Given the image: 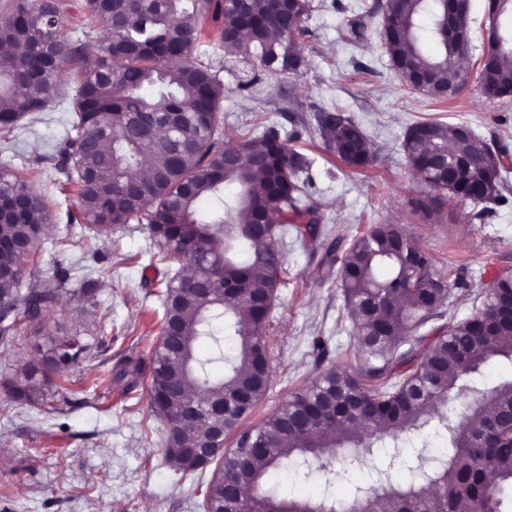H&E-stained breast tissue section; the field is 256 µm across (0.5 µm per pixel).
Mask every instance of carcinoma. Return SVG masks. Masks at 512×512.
Masks as SVG:
<instances>
[{
	"mask_svg": "<svg viewBox=\"0 0 512 512\" xmlns=\"http://www.w3.org/2000/svg\"><path fill=\"white\" fill-rule=\"evenodd\" d=\"M311 0H295L286 16L269 0H86L93 20L103 22V51L88 55L60 25L63 0L44 5L20 0L0 17V45L18 44L23 52L0 55V135L12 133L29 116L45 111L60 93L63 65L72 67L76 84L72 135L57 156L67 183L76 188L79 220L104 231L115 224L146 223L157 240L153 259L164 262L174 249L191 256L214 289L202 294L192 279L176 273L162 287L160 336H176L177 347L162 339L149 364L125 356L108 371L109 382L137 383L149 368L147 389L152 411L165 425L166 460L188 472L203 468L186 448L210 444L211 402L224 401V438L234 447L216 458L207 488L205 512H506L504 491L512 488V442L477 447L475 435L487 420L512 407V381L491 388L476 379L481 366L499 358L512 362V277H500L485 289L481 306L463 320L448 323L417 350L400 347L446 305L449 293H435L447 279L431 257L397 224H376L357 237L338 269L346 306L354 322L357 370L332 368L311 387L291 394L281 408L251 431L241 427L268 390L270 366L262 335L266 306L273 305L286 273L281 239L315 213L305 203L299 173L306 157L274 131L259 139L236 136L224 145L214 138L222 121L224 85L210 70L188 60L206 38L224 54L255 58L273 73L301 66L298 37ZM221 21L218 34L205 32L208 13ZM443 0H387L383 39L393 68L407 77L432 76L427 96L452 99L460 92V59L470 50L468 31L438 40ZM438 51H425L423 34ZM490 61L478 80L491 99L512 96V33L488 47ZM323 135L338 159L365 169L372 155L363 131L348 119L329 116ZM240 148L251 164L224 168V151ZM409 165L423 170L425 161L448 153V176L430 186L448 200L490 203L501 196L504 181L498 151L460 124L422 121L405 137ZM0 198L20 207L14 222L0 223V346L9 348L18 308L40 323L59 302L65 269L37 288L21 293L26 260L48 223V205L26 178L0 171ZM210 201L207 216L199 205ZM234 340L224 378L213 380L208 359L196 356L206 337ZM105 343L68 332L45 337L39 357L26 360L0 380V390L20 405H44L55 379L95 355ZM469 389L477 399L449 440L447 457L437 470L421 473L435 487L394 488L379 484L350 502L323 498L288 499L262 488L271 468L297 454L312 457L326 469L329 457L343 450L359 463L369 453L365 439H398L456 411L455 395ZM487 465L492 483L478 475ZM248 475L253 494L237 500L227 493L239 472Z\"/></svg>",
	"mask_w": 512,
	"mask_h": 512,
	"instance_id": "cac0c4a2",
	"label": "carcinoma"
}]
</instances>
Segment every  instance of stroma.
<instances>
[{"mask_svg":"<svg viewBox=\"0 0 512 512\" xmlns=\"http://www.w3.org/2000/svg\"><path fill=\"white\" fill-rule=\"evenodd\" d=\"M387 0H312L300 39L304 62L297 72L273 74L258 61L198 46L201 60L224 85V120L217 137L255 138L276 130L308 156L302 174L317 210L315 238L284 237L286 274L264 329L271 378L265 396L245 420L256 427L289 395L339 364L356 366L350 353L351 321L334 275L352 240L374 224H398L440 271L448 272L450 298L441 317L421 328L435 336L450 318L481 304L484 289L512 274V98L490 99L470 81L452 101L411 89L393 70L382 39ZM63 89L36 120H24L0 141V170H27L35 190L52 201L47 232L28 260L22 288L57 268L69 271L61 303L41 326L21 322L13 349L0 350V374L33 358L44 336L59 326L104 337L97 357L72 371L51 408L19 405L0 392V512H205L211 470L184 473L163 453V434L144 386L100 385L111 365L127 355L149 358L158 339L162 307L155 282L178 269L170 260L151 265L158 247L148 225L121 224L102 234L77 221L76 192L65 191L52 155L69 131L75 94L69 68ZM333 113L365 133L371 164L355 170L328 150L321 118ZM422 120L467 125L503 153L505 185L496 203L435 201L432 220L414 214L431 190L409 167L402 143ZM100 278L97 305L79 292L84 279ZM449 420L431 418L400 440L374 441L364 464L336 456L329 470L290 464L271 470L266 485L287 496L349 500L356 489L388 481L405 484L438 465L448 448Z\"/></svg>","mask_w":512,"mask_h":512,"instance_id":"35a3bbf8","label":"stroma"}]
</instances>
